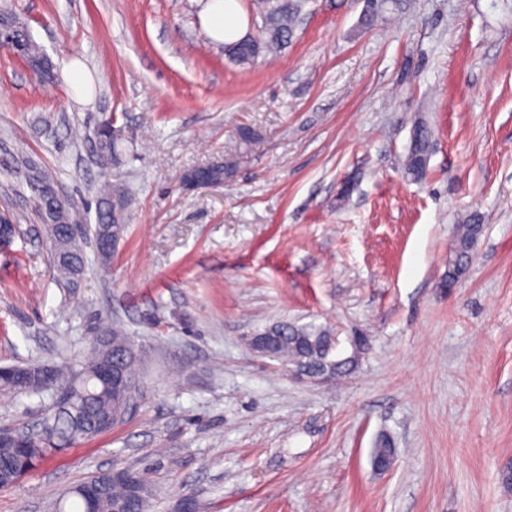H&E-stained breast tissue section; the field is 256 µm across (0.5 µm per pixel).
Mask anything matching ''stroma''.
<instances>
[{"instance_id":"stroma-1","label":"stroma","mask_w":512,"mask_h":512,"mask_svg":"<svg viewBox=\"0 0 512 512\" xmlns=\"http://www.w3.org/2000/svg\"><path fill=\"white\" fill-rule=\"evenodd\" d=\"M206 0H0L41 46L40 78L0 49V365L82 354L101 323L140 354L132 409L8 489L0 512H51L95 473H146L151 512L193 493L207 512H512V0H394L372 29L365 0H308L279 56L239 67L202 23ZM94 79L78 101L65 61ZM115 120L122 163L103 170L95 128ZM433 132L424 180L401 161L415 122ZM256 135L231 186L185 188ZM130 193L128 229L100 277L49 262L34 193ZM483 226L444 289L457 224ZM315 324L355 356L311 382L246 336ZM365 337L353 350L352 337ZM44 397L0 394V427ZM392 467L372 466L380 435Z\"/></svg>"}]
</instances>
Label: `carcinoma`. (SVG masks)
I'll use <instances>...</instances> for the list:
<instances>
[{
  "mask_svg": "<svg viewBox=\"0 0 512 512\" xmlns=\"http://www.w3.org/2000/svg\"><path fill=\"white\" fill-rule=\"evenodd\" d=\"M306 0H252L253 33L246 38L224 43L225 57L238 66H249L257 58L275 56L291 43ZM389 7V0H365V8L359 26L367 29L382 19ZM3 29L13 36V45L0 43V48H9L43 74H48L46 58L40 46L26 31L11 20L3 19ZM414 137L403 160L406 176L421 180L426 172L432 132L427 125H414ZM102 165L119 160V131L112 123L100 124L95 133ZM254 139L250 129L238 133L239 147L227 152L224 160L193 171L188 181L204 180L229 183L232 181L247 146ZM24 181L34 186V198L43 195V186L53 184L52 178L43 170L32 166L22 173ZM128 195L115 184L105 186L98 192L93 236L102 234L110 225L112 230L125 232ZM46 243L51 255L68 251V245L58 225L45 226ZM482 225L475 216L461 225L454 247L453 259L448 263L446 281L456 282L465 273L468 259L473 256L474 245L481 235ZM87 267L85 251H74L63 261H53V269L66 285L73 286L80 272ZM276 334L282 336L272 357L293 368L305 366L310 370L330 368L336 375H344L351 369L348 361L332 359L329 348V331L316 326H298L288 322L275 324ZM108 354L112 362L121 367L130 377H136V351L124 329L114 325L99 328L89 343L79 364L62 363L56 366L55 380L48 389L40 392L52 400V409L43 418L40 432L30 440L34 450L29 452L27 465H21L23 456L15 449L0 445V488H8L20 480L25 472L34 471L42 462L57 455L61 448L82 445L92 438L109 431L117 420L124 416L125 396L107 385L97 376L100 358ZM138 493L130 495L126 485L114 481L99 494L95 512H150L153 490L141 477L137 478ZM62 512H88L78 486L69 488L58 502Z\"/></svg>",
  "mask_w": 512,
  "mask_h": 512,
  "instance_id": "cac0c4a2",
  "label": "carcinoma"
}]
</instances>
